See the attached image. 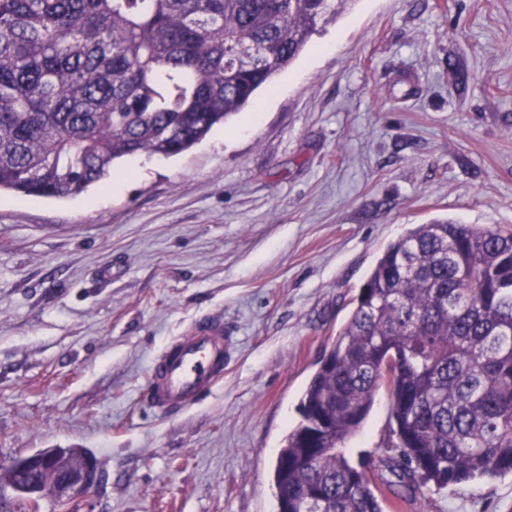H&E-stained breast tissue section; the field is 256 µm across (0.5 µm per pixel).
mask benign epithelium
<instances>
[{"label":"benign epithelium","instance_id":"obj_1","mask_svg":"<svg viewBox=\"0 0 512 512\" xmlns=\"http://www.w3.org/2000/svg\"><path fill=\"white\" fill-rule=\"evenodd\" d=\"M12 468L20 473L3 498L12 503H23L32 512L43 497V486H48L50 496L61 506L87 494L99 481L96 461L89 455L69 459L60 448H48L19 458Z\"/></svg>","mask_w":512,"mask_h":512}]
</instances>
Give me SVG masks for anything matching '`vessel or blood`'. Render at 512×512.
Here are the masks:
<instances>
[{"mask_svg": "<svg viewBox=\"0 0 512 512\" xmlns=\"http://www.w3.org/2000/svg\"><path fill=\"white\" fill-rule=\"evenodd\" d=\"M226 353L223 325L197 322L158 355L145 390L147 402L162 412L193 407L223 377Z\"/></svg>", "mask_w": 512, "mask_h": 512, "instance_id": "1", "label": "vessel or blood"}]
</instances>
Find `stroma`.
<instances>
[{
	"mask_svg": "<svg viewBox=\"0 0 512 512\" xmlns=\"http://www.w3.org/2000/svg\"><path fill=\"white\" fill-rule=\"evenodd\" d=\"M244 116L70 199L0 193V465L82 448L68 512H277L297 406L377 256L416 224L512 229V0H355ZM218 318L224 379L175 415L154 359ZM346 454L383 512H507L512 475L407 489L380 388Z\"/></svg>",
	"mask_w": 512,
	"mask_h": 512,
	"instance_id": "obj_1",
	"label": "stroma"
}]
</instances>
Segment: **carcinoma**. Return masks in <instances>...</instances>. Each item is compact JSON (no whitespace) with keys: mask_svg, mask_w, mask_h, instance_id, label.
Segmentation results:
<instances>
[{"mask_svg":"<svg viewBox=\"0 0 512 512\" xmlns=\"http://www.w3.org/2000/svg\"><path fill=\"white\" fill-rule=\"evenodd\" d=\"M354 0H0V191L68 198L242 112ZM386 387L407 487L512 473V230L389 243L280 448L278 512H383L345 442Z\"/></svg>","mask_w":512,"mask_h":512,"instance_id":"carcinoma-1","label":"carcinoma"}]
</instances>
